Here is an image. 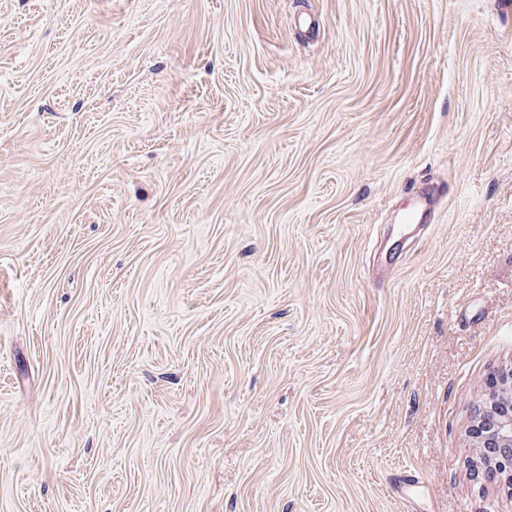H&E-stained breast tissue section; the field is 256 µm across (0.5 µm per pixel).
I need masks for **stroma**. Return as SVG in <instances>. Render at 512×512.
Here are the masks:
<instances>
[{"mask_svg": "<svg viewBox=\"0 0 512 512\" xmlns=\"http://www.w3.org/2000/svg\"><path fill=\"white\" fill-rule=\"evenodd\" d=\"M511 366L495 0H0V512H512ZM435 202L424 195H417L407 199L403 218L404 231L418 224L425 213L433 214ZM473 423L471 430L480 434L481 447L497 448L494 468L512 485V367L495 378ZM494 468L487 469L492 471Z\"/></svg>", "mask_w": 512, "mask_h": 512, "instance_id": "35a3bbf8", "label": "stroma"}]
</instances>
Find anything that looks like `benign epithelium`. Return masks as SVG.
<instances>
[{
    "mask_svg": "<svg viewBox=\"0 0 512 512\" xmlns=\"http://www.w3.org/2000/svg\"><path fill=\"white\" fill-rule=\"evenodd\" d=\"M472 430L480 434L482 446L498 450L494 468L512 485V367L495 378Z\"/></svg>",
    "mask_w": 512,
    "mask_h": 512,
    "instance_id": "7a95c632",
    "label": "benign epithelium"
}]
</instances>
